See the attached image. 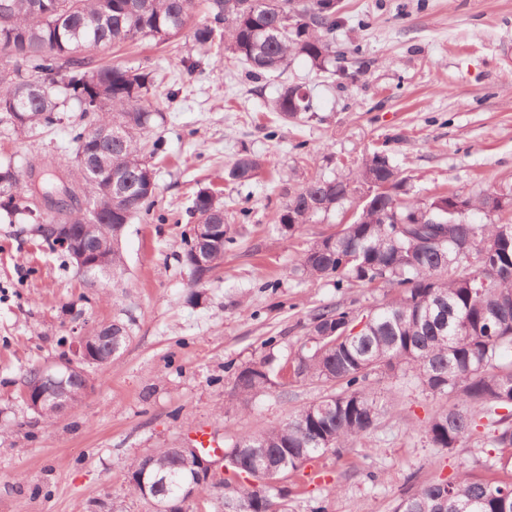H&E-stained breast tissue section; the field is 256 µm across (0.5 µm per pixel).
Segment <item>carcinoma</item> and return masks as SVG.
<instances>
[{
	"label": "carcinoma",
	"instance_id": "carcinoma-1",
	"mask_svg": "<svg viewBox=\"0 0 512 512\" xmlns=\"http://www.w3.org/2000/svg\"><path fill=\"white\" fill-rule=\"evenodd\" d=\"M203 20L192 23L195 0H0V122L25 133L54 126L75 106V154L88 152L91 166L38 155L24 173L0 164V209L49 243L52 224L76 230L98 224L99 242L112 268L124 265L122 244L110 240L108 224H129L155 203L158 186L149 158L162 151L150 139L160 115L149 98L154 76L122 63L97 65L88 52L108 45L149 39L169 44L192 26L194 46L210 50L215 38L261 78L286 70L299 56L322 70L336 55L337 0H204ZM273 111L298 120L310 110L300 85L281 89ZM262 162L239 155L228 168L238 183L258 176ZM119 176L122 191L112 188ZM374 181L387 184L361 207L354 220L304 249L294 271L307 279L336 277L389 288L395 296L364 313L371 316L357 336L337 327L364 314L345 304L314 308L305 340L278 365L265 358L235 376L232 397L247 405L256 395L295 381L318 380L331 390L295 410L278 426H259L224 450V474L198 487L202 499L214 493L233 499L240 512H289L288 487L280 485L306 463L349 448L373 432L381 407L370 377L410 372L419 387L455 403L440 407L423 425L434 448H456L488 429L485 444L499 462L512 461V209L492 211L491 193L466 197L469 211L484 215L472 222L447 216L444 224H425L426 211L450 204L456 194L410 198L407 179L383 152H373L354 179L316 176L289 195L275 216L282 231L341 206ZM406 221L391 232L392 218ZM194 224H222L219 246L194 278L220 267L235 241L224 223V201L199 190L189 210ZM150 460L167 476L142 483L143 459L128 470L135 495L150 502L180 503L184 481L193 477V459L177 448H157ZM394 512H512V481L486 479L467 469L452 481L417 484Z\"/></svg>",
	"mask_w": 512,
	"mask_h": 512
}]
</instances>
